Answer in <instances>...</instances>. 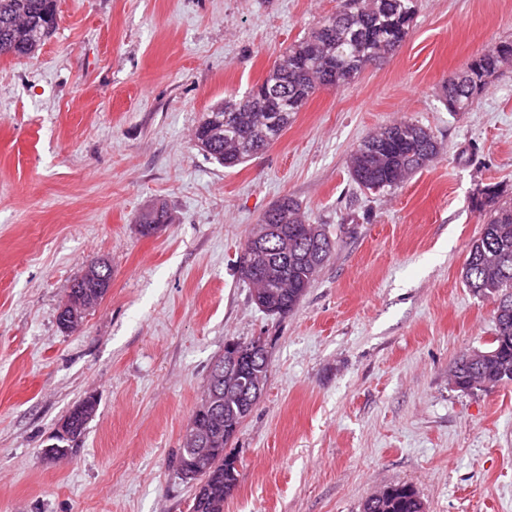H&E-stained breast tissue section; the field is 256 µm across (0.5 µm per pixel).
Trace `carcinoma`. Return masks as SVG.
Returning a JSON list of instances; mask_svg holds the SVG:
<instances>
[{
	"instance_id": "cac0c4a2",
	"label": "carcinoma",
	"mask_w": 512,
	"mask_h": 512,
	"mask_svg": "<svg viewBox=\"0 0 512 512\" xmlns=\"http://www.w3.org/2000/svg\"><path fill=\"white\" fill-rule=\"evenodd\" d=\"M417 0H339L336 12L323 17L307 36L288 46L263 81L240 99H226L203 116L193 132V143L207 157L234 168L264 152L288 128L297 112L322 88L348 85L369 62L395 54L403 45L416 15ZM58 26L56 0H0V45H8L17 59L33 58ZM494 54L481 53L465 72L492 66L497 73L512 63V42L501 43ZM483 91L468 76L446 88L450 112H468ZM441 144L433 132L409 120L385 126L361 140L352 150L349 169L359 187L373 192L390 191L440 154ZM501 190L490 184L474 198L475 208L487 215L479 238L470 246L463 280L481 298L499 302L495 309L493 341L486 350L497 351V360L485 362L476 353H463L456 362L453 380L463 383L512 381V204L500 202ZM171 220L164 204H157L138 217L143 236L156 234ZM278 224L284 235L265 241L264 252L255 258L263 268L259 278L239 273L256 290L264 312L285 316L306 292V286L333 256L334 242L324 225L307 223L298 201L285 195L253 225L250 236ZM105 296L95 279L70 288L68 299L95 309ZM269 365L262 358L245 364L232 377H224L217 412L202 416L208 424L209 465L198 471L183 443L177 455V474L197 472L190 512H224V498L237 486L235 458L224 453L243 420L245 394L256 379H267ZM97 399L76 403L60 424L54 443L44 452L64 457L82 440L95 414ZM362 512H425L416 491L407 484H394L368 498Z\"/></svg>"
}]
</instances>
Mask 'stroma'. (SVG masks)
<instances>
[{
  "label": "stroma",
  "instance_id": "stroma-1",
  "mask_svg": "<svg viewBox=\"0 0 512 512\" xmlns=\"http://www.w3.org/2000/svg\"><path fill=\"white\" fill-rule=\"evenodd\" d=\"M338 0H57L30 60L0 56V512H189L185 428L229 340L264 337V392L229 442L224 512H361L408 484L425 512H512V382L455 388L495 327L462 280L488 184L512 198V69L472 111L448 76L512 39V0H418L393 56L317 92L235 168L191 134L261 82ZM404 119L441 155L398 189L355 184V145ZM335 242L296 310H259L236 260L282 196ZM166 204L152 236L138 215ZM112 285L74 332L60 306L88 260ZM98 409L79 449L43 457L73 404Z\"/></svg>",
  "mask_w": 512,
  "mask_h": 512
}]
</instances>
